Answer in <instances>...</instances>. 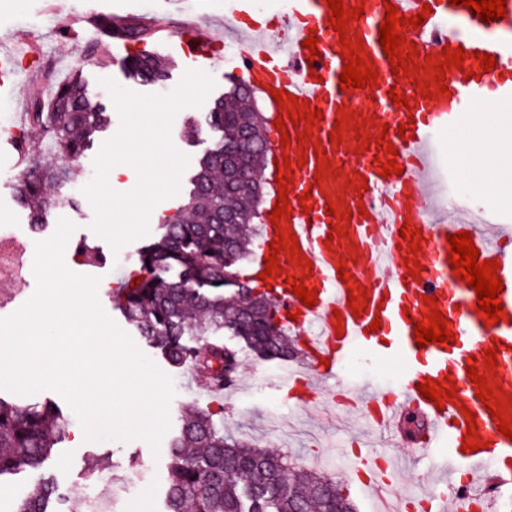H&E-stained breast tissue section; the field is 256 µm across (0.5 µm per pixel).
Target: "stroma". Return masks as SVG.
Wrapping results in <instances>:
<instances>
[{"mask_svg":"<svg viewBox=\"0 0 512 512\" xmlns=\"http://www.w3.org/2000/svg\"><path fill=\"white\" fill-rule=\"evenodd\" d=\"M224 3L225 0H134L132 8L123 10V17L147 24L159 19L165 23L164 30L140 41L109 39L104 45V55L98 56L89 53L85 40L79 37L85 16L94 8L95 0H0V50L12 47L15 40L29 38L41 51L39 59L24 64V81L5 99L13 114L14 126L25 136L37 137V129L29 125L26 117L31 93L37 89L49 92L51 81H64L76 70L82 72L90 94L105 103L110 96L99 84L103 78L114 79L119 85L137 92H146V85L130 77L123 66L124 60L132 55L150 53L167 58L168 77L157 91L161 94L171 91L184 72L193 67L191 60L170 53L171 37L179 35L189 25L199 24L216 38H224L226 26L235 22ZM22 167L18 139H0V216L14 228L15 240L23 245L24 258L30 261L34 258L36 242L49 238L56 226L50 223L33 227L26 211L17 203L16 172ZM56 215L76 225L64 254L67 267L80 274L100 277V304L113 320H120L110 290L113 284L126 280L130 265L121 264L109 244L91 230L94 211L87 199H80L75 207L57 210ZM80 243L96 248L102 255L101 260L77 259L73 247ZM35 289L34 274L20 279L12 266L0 264V318L20 308ZM284 367V362L244 353L239 377L246 380V387L221 392L199 388L190 369H169L175 387L169 406L170 418L178 420L181 412L190 407L221 410L225 431L263 447L286 448L293 464L335 478L355 503L357 512H373V499L354 474L356 460L344 446L348 438L346 432L327 435L320 430H303L291 441H283L278 428L280 422L300 423L313 407L327 401L322 391L298 401L278 389L274 380ZM349 370L351 379L370 383L379 390L392 389L397 383L396 367L378 363L362 351L351 356ZM71 428V435L56 450L54 465L73 512H86L84 502L89 494L86 475L96 459L105 454L112 455L114 461L123 465L129 459H138L146 471L145 477L133 478L125 487L115 489L112 512H163L165 455H154L150 445L141 439L123 442L107 438L81 443L75 437L79 423H72Z\"/></svg>","mask_w":512,"mask_h":512,"instance_id":"stroma-1","label":"stroma"}]
</instances>
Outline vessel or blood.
<instances>
[{
    "label": "vessel or blood",
    "instance_id": "b4317fda",
    "mask_svg": "<svg viewBox=\"0 0 512 512\" xmlns=\"http://www.w3.org/2000/svg\"><path fill=\"white\" fill-rule=\"evenodd\" d=\"M345 5L363 4L365 12L352 21L349 33L364 41L378 72L376 85L340 87L344 68L339 36L330 24V9L325 0H288V7L269 14L267 19L252 17L253 0H228L231 13L247 18L237 28L242 45L237 67L238 82L258 89L272 87L296 96L309 109L321 110L324 118L313 125L314 145L301 146L298 128H290V147L282 149L280 133L271 138L272 156L289 155L308 161L294 167V180L287 193L293 213L290 226L300 249L313 265L283 264L281 275L272 283V296L281 309L297 313L296 325L305 345L307 358L300 368L279 375V385L297 394L311 392V378L337 386L339 394L359 404L361 411L379 429L395 433L409 414L422 415L426 422L423 437L411 450L413 456L432 458L438 475L437 493L427 496L401 494L382 499L381 512H495L499 492L512 489V441L500 433L476 397V388L466 370L467 359H474L478 373H486L484 351L497 347V369L493 383L512 394V223L503 219L500 209L459 206L437 209L431 203V186L437 168L435 135L464 134L472 140L479 136L477 126L465 118L475 109L498 110L512 99V0H506V15L486 23L468 7L451 5L449 0H343ZM410 17L428 9L422 26L404 28L407 40L414 42L419 58L440 57L445 47H463L467 56L462 68L446 73L447 94L427 99L420 95L412 78H395L391 64L380 44V26L386 4ZM317 36L315 49L304 48L307 37ZM177 52L196 62H209L217 55L216 42L208 32L193 25L184 38L175 43ZM495 56L497 64L483 71L480 54ZM407 96L405 108L393 104L389 92ZM352 106L365 117V134L378 136L387 131L397 150L395 161L402 175L381 177L374 163L377 146L360 152L354 131H346L339 144H331L329 134L338 117V108ZM413 123L410 135L399 136L402 123ZM325 149L314 153L315 146ZM341 169V176L315 179L319 159ZM362 176L367 191L346 187V180ZM310 192L312 210L302 213L300 196ZM343 199L352 216L347 237H335L327 224L324 210L328 198ZM364 213H357V206ZM420 230L418 253H411L401 238L403 226ZM460 231L469 232L479 252V261L495 260L504 289L500 300L506 316L487 326L477 311L478 297L466 282L458 280L449 263L448 238ZM416 256L423 269L410 277L404 266L406 256ZM345 263L350 282L338 277L336 266ZM307 275L309 287L317 289L316 304L303 306L284 280L285 273ZM368 290L370 298L362 317H354L348 304L349 287ZM437 297L438 310L455 335L452 344L429 343L418 347L414 325L424 319L425 297ZM343 325H336V318ZM381 319L379 331H370L374 319ZM365 351L380 362L394 363L398 386L380 392L367 385L340 383V373L349 355ZM452 377L457 387L455 399L437 408L417 388L426 379ZM472 411L475 420L461 419V409ZM475 426L482 443L480 450L462 452L464 433ZM442 449L434 457V449ZM365 486L381 492L397 484L398 468L387 459L365 458L360 469Z\"/></svg>",
    "mask_w": 512,
    "mask_h": 512
}]
</instances>
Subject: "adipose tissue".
Masks as SVG:
<instances>
[{"mask_svg":"<svg viewBox=\"0 0 512 512\" xmlns=\"http://www.w3.org/2000/svg\"><path fill=\"white\" fill-rule=\"evenodd\" d=\"M475 124L481 134L474 139L467 155L471 158L489 159V167L483 168L476 186L480 190L491 189L495 198L503 204L512 203V128L508 127L503 113L477 112Z\"/></svg>","mask_w":512,"mask_h":512,"instance_id":"adipose-tissue-1","label":"adipose tissue"}]
</instances>
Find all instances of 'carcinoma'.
<instances>
[{
  "instance_id": "cac0c4a2",
  "label": "carcinoma",
  "mask_w": 512,
  "mask_h": 512,
  "mask_svg": "<svg viewBox=\"0 0 512 512\" xmlns=\"http://www.w3.org/2000/svg\"><path fill=\"white\" fill-rule=\"evenodd\" d=\"M149 29L129 21L118 34L137 40ZM127 68L145 85L168 77L151 55L132 57ZM255 106L254 91L234 83L214 100L202 122L187 127L191 137L209 130L220 133V140L199 158L186 199L160 224L159 236L137 250L141 282L129 280L115 295L118 309L140 338L172 367L191 366L211 391L233 384L244 350L265 360L299 357L287 326L276 323L277 311L266 293L254 291L239 275L238 264L250 254L258 231L263 187L258 181L252 188H233L234 173L224 166V152L245 149L252 173L259 174L269 142ZM29 120L47 135L23 149L17 199L28 210L29 223L38 227L49 222L52 211L77 204L73 194L62 192L71 178L53 156H83L106 130L109 113L89 94L77 71L55 87L49 101L34 93ZM226 212L233 223H224ZM226 331L235 345L221 339ZM69 429L68 419L50 401L25 404L0 397V478L27 469L42 471L39 483L20 501L19 512H63L64 493L46 464ZM166 455L165 512H356L334 478L297 470L279 450L224 433L206 408L182 418ZM139 467L134 458L124 467L102 456L87 481L105 477L121 487ZM86 507L88 512H111V499L93 491Z\"/></svg>"
}]
</instances>
